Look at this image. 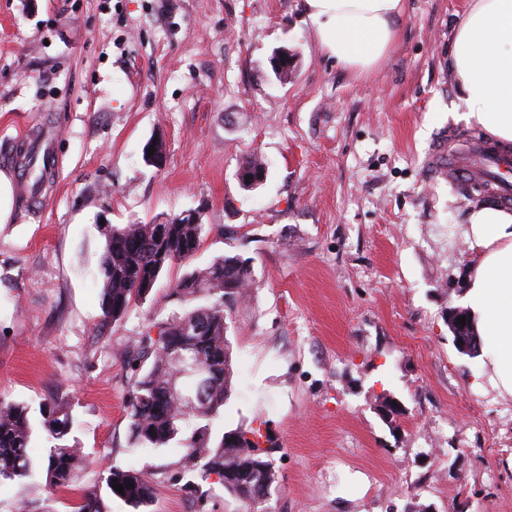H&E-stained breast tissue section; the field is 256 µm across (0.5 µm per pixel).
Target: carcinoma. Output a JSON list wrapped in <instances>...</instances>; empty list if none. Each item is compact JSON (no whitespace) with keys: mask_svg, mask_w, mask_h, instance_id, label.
Instances as JSON below:
<instances>
[{"mask_svg":"<svg viewBox=\"0 0 512 512\" xmlns=\"http://www.w3.org/2000/svg\"><path fill=\"white\" fill-rule=\"evenodd\" d=\"M155 224H108L101 258L102 309L114 321L132 303L145 299L144 286L155 285L174 264L190 260L199 250L203 224H170L156 238ZM251 280L246 260L222 255L204 267L180 277L169 297L187 302L203 294L216 302L195 307L147 330L134 342L128 360L132 386L127 399L132 445L157 450L175 442L184 449L187 470L203 481L213 476L227 481L224 490L241 504L242 512H267L266 503L276 483L269 453L261 448V431L238 427L224 430V405L232 392V349L227 337L224 304L244 296ZM40 426L51 442L46 486L51 491L69 488L79 464L76 449L68 444L73 419L68 402L60 396L40 408ZM34 424L28 407L0 400V482L33 477L27 448ZM123 486V493L114 489ZM109 496L135 509L154 498L151 472L111 468L106 477ZM71 512H110L96 490L85 492Z\"/></svg>","mask_w":512,"mask_h":512,"instance_id":"obj_1","label":"carcinoma"}]
</instances>
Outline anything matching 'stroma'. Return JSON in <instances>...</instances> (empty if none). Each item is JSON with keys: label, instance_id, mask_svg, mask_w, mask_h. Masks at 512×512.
Returning a JSON list of instances; mask_svg holds the SVG:
<instances>
[{"label": "stroma", "instance_id": "35a3bbf8", "mask_svg": "<svg viewBox=\"0 0 512 512\" xmlns=\"http://www.w3.org/2000/svg\"><path fill=\"white\" fill-rule=\"evenodd\" d=\"M470 0H406L371 72L337 63L301 0H0V169L52 131L38 205L0 224V398L67 395L78 482L0 484V512H71L109 468L149 467L148 512H240L184 452L130 445L126 356L182 312L169 290L226 253L252 280L227 310L224 427L275 442L269 512H512V396L460 354L448 311L475 254L473 185L430 178L438 135L486 138L454 109L448 47ZM287 50L288 82L269 59ZM162 142L161 168L143 149ZM267 177L240 188L252 154ZM198 211L203 242L146 301L104 321L101 224ZM398 413L385 420L384 399Z\"/></svg>", "mask_w": 512, "mask_h": 512}]
</instances>
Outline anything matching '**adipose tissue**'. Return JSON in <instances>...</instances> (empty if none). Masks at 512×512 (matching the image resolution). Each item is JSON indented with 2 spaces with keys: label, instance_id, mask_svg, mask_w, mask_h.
I'll use <instances>...</instances> for the list:
<instances>
[{
  "label": "adipose tissue",
  "instance_id": "adipose-tissue-1",
  "mask_svg": "<svg viewBox=\"0 0 512 512\" xmlns=\"http://www.w3.org/2000/svg\"><path fill=\"white\" fill-rule=\"evenodd\" d=\"M304 8L324 49L356 73L387 56L405 16L404 0H304ZM448 67L466 120L512 144V0H471ZM463 233L477 249L464 306L494 387L512 396V211L485 203Z\"/></svg>",
  "mask_w": 512,
  "mask_h": 512
}]
</instances>
